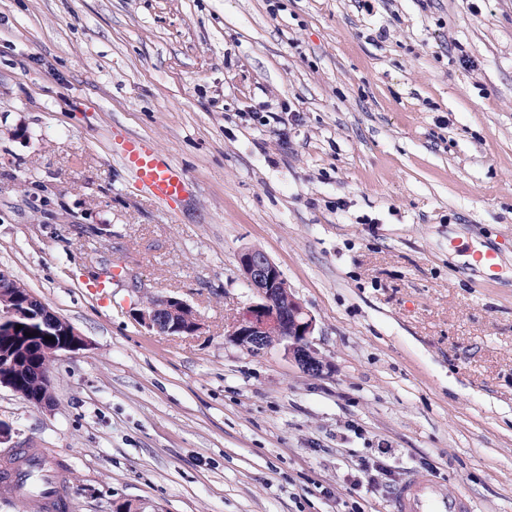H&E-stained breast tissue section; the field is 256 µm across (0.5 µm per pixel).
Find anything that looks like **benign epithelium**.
<instances>
[{"instance_id": "obj_1", "label": "benign epithelium", "mask_w": 512, "mask_h": 512, "mask_svg": "<svg viewBox=\"0 0 512 512\" xmlns=\"http://www.w3.org/2000/svg\"><path fill=\"white\" fill-rule=\"evenodd\" d=\"M238 262L246 286L253 299L244 315L232 326L229 333L232 341L244 348L247 341L276 332V342L284 344L288 356L301 368L322 373L324 366L317 349L313 346L315 319L303 304L289 293L288 284L280 267L261 249L245 248ZM12 277L0 271V336L53 337L54 353H75L87 347L86 340L68 322L61 319L44 303H39V312L28 311L29 300L20 299L7 289ZM140 322L150 330L162 335L194 336L201 330L198 314L183 299L176 296L158 298L138 313ZM21 329H16V326ZM20 341L0 351V387L15 390L12 368L21 360L17 354ZM33 377L41 390L33 404L41 408L53 405L52 386L49 373L35 370Z\"/></svg>"}]
</instances>
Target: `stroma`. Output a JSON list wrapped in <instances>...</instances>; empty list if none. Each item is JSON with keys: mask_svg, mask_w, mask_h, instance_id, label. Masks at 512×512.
<instances>
[{"mask_svg": "<svg viewBox=\"0 0 512 512\" xmlns=\"http://www.w3.org/2000/svg\"><path fill=\"white\" fill-rule=\"evenodd\" d=\"M116 131L189 174L177 213ZM246 245L322 374L229 338ZM0 270L88 343L51 408L0 387V466L59 463L65 512H393L414 472L512 512V0H0ZM166 295L201 333L140 324Z\"/></svg>", "mask_w": 512, "mask_h": 512, "instance_id": "obj_1", "label": "stroma"}]
</instances>
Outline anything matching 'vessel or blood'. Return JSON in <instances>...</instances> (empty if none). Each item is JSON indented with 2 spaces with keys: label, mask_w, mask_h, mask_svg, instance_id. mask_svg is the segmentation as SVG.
I'll return each instance as SVG.
<instances>
[{
  "label": "vessel or blood",
  "mask_w": 512,
  "mask_h": 512,
  "mask_svg": "<svg viewBox=\"0 0 512 512\" xmlns=\"http://www.w3.org/2000/svg\"><path fill=\"white\" fill-rule=\"evenodd\" d=\"M109 151L135 187L157 206L173 210L185 202L190 177L149 140L121 133L112 138ZM395 512H471V508L461 496L442 491L426 475L415 472L398 490Z\"/></svg>",
  "instance_id": "vessel-or-blood-1"
}]
</instances>
